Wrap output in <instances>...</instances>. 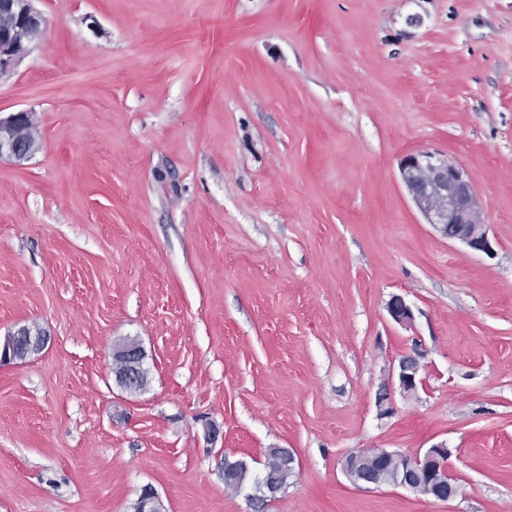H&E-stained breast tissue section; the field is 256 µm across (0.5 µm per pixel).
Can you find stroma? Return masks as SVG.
Segmentation results:
<instances>
[{
    "mask_svg": "<svg viewBox=\"0 0 512 512\" xmlns=\"http://www.w3.org/2000/svg\"><path fill=\"white\" fill-rule=\"evenodd\" d=\"M35 6L0 82L41 143L0 161V337L48 341L0 365V512H135L147 487L254 512L224 462L270 448L295 463L265 512H512V0ZM417 151L470 172L493 255L426 223ZM417 351L423 389L379 417ZM440 442L451 503L343 471ZM418 355H408L402 357L396 369L388 373L387 382L376 396V406L378 415L382 418L392 416L396 407L392 395L397 388L404 397H412L417 394L419 386L423 384V378L420 376V361Z\"/></svg>",
    "mask_w": 512,
    "mask_h": 512,
    "instance_id": "35a3bbf8",
    "label": "stroma"
}]
</instances>
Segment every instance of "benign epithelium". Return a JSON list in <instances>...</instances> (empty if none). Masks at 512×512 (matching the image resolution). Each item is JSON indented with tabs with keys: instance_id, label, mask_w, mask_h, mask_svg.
<instances>
[{
	"instance_id": "obj_1",
	"label": "benign epithelium",
	"mask_w": 512,
	"mask_h": 512,
	"mask_svg": "<svg viewBox=\"0 0 512 512\" xmlns=\"http://www.w3.org/2000/svg\"><path fill=\"white\" fill-rule=\"evenodd\" d=\"M46 26V18L34 6L33 0H0V80L10 76L15 66L29 54ZM30 115L32 111L21 110L0 116V160L23 163L39 149V142L31 144L26 137L25 120ZM399 169L405 187L427 223L452 242H459L475 252L492 253L487 226L481 220L480 204L466 169L428 151L405 155ZM388 311L400 325L408 326L413 322L410 306L400 297L392 298ZM21 337L27 340L30 353L41 350L47 342L46 336L33 335L26 327H20L0 341V364L16 360L17 342ZM420 369L419 356L408 355L388 373L387 382L376 396L380 417L395 413L394 390H399L404 397L417 394L423 384ZM368 455L370 452L363 450L345 458L344 471L357 485L381 487L386 484L416 492L423 483L435 487L434 499L437 501L451 502L458 496L451 463L453 452L444 443L415 454L377 451L383 459L395 460L403 470L419 476L417 484L399 475L385 483L359 474L360 462Z\"/></svg>"
}]
</instances>
